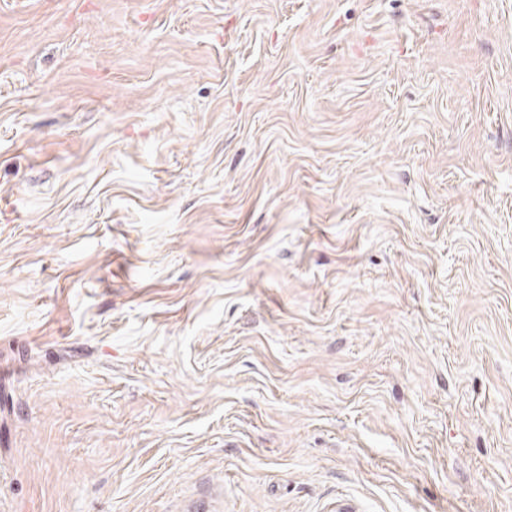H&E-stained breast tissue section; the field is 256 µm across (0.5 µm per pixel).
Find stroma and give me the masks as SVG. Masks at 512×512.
<instances>
[{
    "label": "stroma",
    "instance_id": "obj_1",
    "mask_svg": "<svg viewBox=\"0 0 512 512\" xmlns=\"http://www.w3.org/2000/svg\"><path fill=\"white\" fill-rule=\"evenodd\" d=\"M0 512H512V0H0Z\"/></svg>",
    "mask_w": 512,
    "mask_h": 512
}]
</instances>
